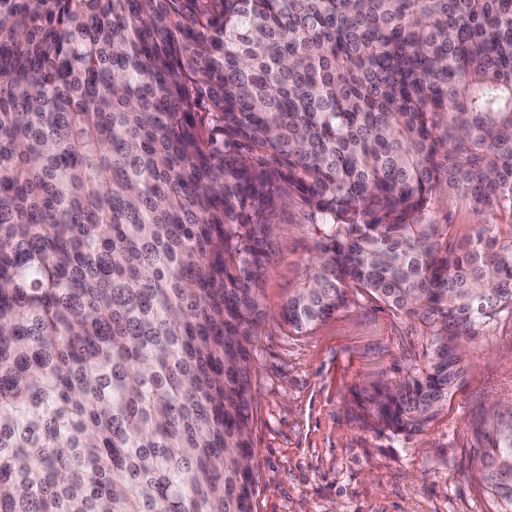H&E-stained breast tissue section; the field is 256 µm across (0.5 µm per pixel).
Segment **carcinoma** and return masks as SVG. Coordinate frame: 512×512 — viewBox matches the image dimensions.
I'll return each instance as SVG.
<instances>
[{
  "label": "carcinoma",
  "mask_w": 512,
  "mask_h": 512,
  "mask_svg": "<svg viewBox=\"0 0 512 512\" xmlns=\"http://www.w3.org/2000/svg\"><path fill=\"white\" fill-rule=\"evenodd\" d=\"M512 0H0V512H256L252 339L365 293L431 331L370 396L425 431L512 318ZM478 472L512 512V408ZM434 224H452L448 229V240L454 246L462 247L471 241L473 224H501L503 233L508 232L507 224L512 219L504 214L479 212L473 206L448 197L432 212L429 219Z\"/></svg>",
  "instance_id": "1"
}]
</instances>
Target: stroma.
Here are the masks:
<instances>
[{
    "label": "stroma",
    "mask_w": 512,
    "mask_h": 512,
    "mask_svg": "<svg viewBox=\"0 0 512 512\" xmlns=\"http://www.w3.org/2000/svg\"><path fill=\"white\" fill-rule=\"evenodd\" d=\"M430 219L448 225L457 247L474 225L512 223L452 197ZM277 222L262 278L269 318L253 351L257 512H493L474 476L475 434L512 403V324L460 346L465 372L423 434H393L361 403L373 386L424 363L426 326L363 295L306 335L288 332L276 316L315 255L314 231L293 205Z\"/></svg>",
    "instance_id": "obj_1"
}]
</instances>
